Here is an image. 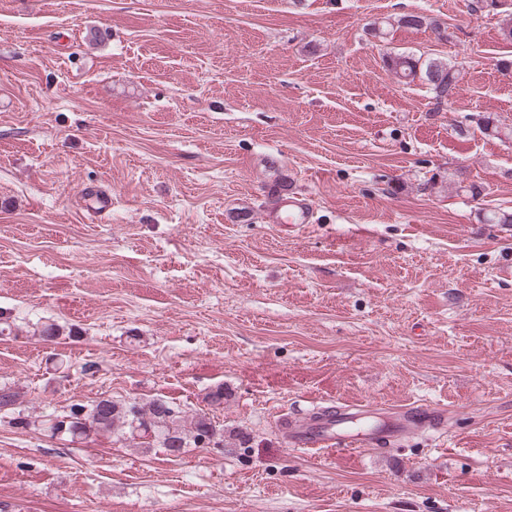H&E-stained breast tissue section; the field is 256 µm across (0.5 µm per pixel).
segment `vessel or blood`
I'll return each instance as SVG.
<instances>
[{"label":"vessel or blood","mask_w":512,"mask_h":512,"mask_svg":"<svg viewBox=\"0 0 512 512\" xmlns=\"http://www.w3.org/2000/svg\"><path fill=\"white\" fill-rule=\"evenodd\" d=\"M277 224H309L313 208L304 198L280 199L270 212ZM448 410L441 405L408 403L384 408L348 405L320 409L283 419L281 432L289 447L312 454L339 449L386 447L446 428Z\"/></svg>","instance_id":"b4317fda"}]
</instances>
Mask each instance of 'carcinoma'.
<instances>
[{
  "label": "carcinoma",
  "mask_w": 512,
  "mask_h": 512,
  "mask_svg": "<svg viewBox=\"0 0 512 512\" xmlns=\"http://www.w3.org/2000/svg\"><path fill=\"white\" fill-rule=\"evenodd\" d=\"M389 26L418 28L428 25L444 37L445 28L434 18L407 14L386 21ZM384 63L397 77L411 83L421 80L439 104L452 101L459 93L455 66L437 58L422 59L404 53H390ZM0 414L8 416L17 425L28 426L30 421L21 407L19 394L9 387L0 388ZM61 417L70 418L65 423L64 435L70 440L90 435H109L113 441L127 447H159L172 456L179 457L189 448L197 447L203 438L210 444L224 447V427L216 424L205 413L186 418L185 411L166 400L157 398L147 402L100 398L92 403H73Z\"/></svg>",
  "instance_id": "obj_1"
}]
</instances>
